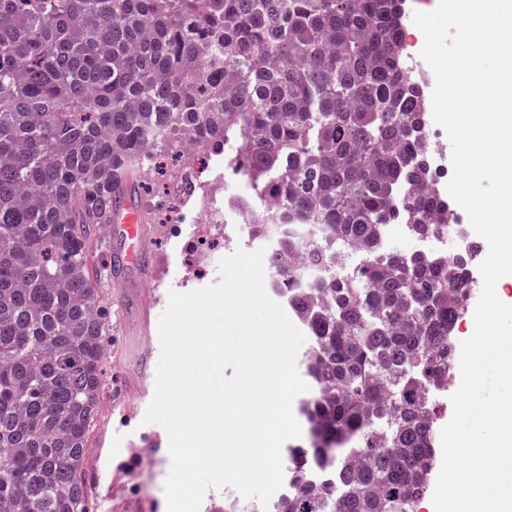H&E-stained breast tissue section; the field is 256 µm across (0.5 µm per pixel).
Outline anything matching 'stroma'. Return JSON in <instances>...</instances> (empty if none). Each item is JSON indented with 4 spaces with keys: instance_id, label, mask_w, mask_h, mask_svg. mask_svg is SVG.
I'll list each match as a JSON object with an SVG mask.
<instances>
[{
    "instance_id": "1",
    "label": "stroma",
    "mask_w": 512,
    "mask_h": 512,
    "mask_svg": "<svg viewBox=\"0 0 512 512\" xmlns=\"http://www.w3.org/2000/svg\"><path fill=\"white\" fill-rule=\"evenodd\" d=\"M135 202L147 216V236L155 249L151 275L142 283L152 321H159L169 291L188 292L219 282L218 263L236 248L256 250L235 222L225 224H155L151 218L160 199L143 189ZM211 242L204 265H196L199 236ZM112 305V336L104 375L101 406L86 451L85 470L93 487L95 512H167L164 483L171 460L163 427L144 423L151 402L137 389L140 352L157 347L158 338L142 336L130 309L125 287L114 277L104 282Z\"/></svg>"
}]
</instances>
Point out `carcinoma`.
Masks as SVG:
<instances>
[{
    "instance_id": "carcinoma-1",
    "label": "carcinoma",
    "mask_w": 512,
    "mask_h": 512,
    "mask_svg": "<svg viewBox=\"0 0 512 512\" xmlns=\"http://www.w3.org/2000/svg\"><path fill=\"white\" fill-rule=\"evenodd\" d=\"M405 5L0 0V512H93L112 331L99 246L118 174L175 137L246 178L269 287L310 342L293 493L228 512H417L480 246L388 244L393 224L440 239L451 211L404 74Z\"/></svg>"
}]
</instances>
